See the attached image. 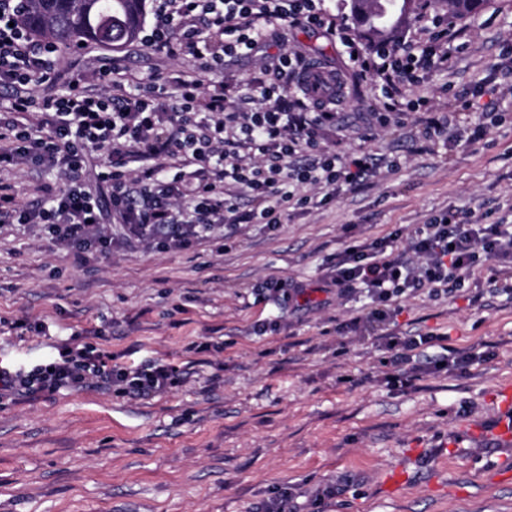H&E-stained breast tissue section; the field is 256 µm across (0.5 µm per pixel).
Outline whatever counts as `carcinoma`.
<instances>
[{
    "label": "carcinoma",
    "instance_id": "carcinoma-1",
    "mask_svg": "<svg viewBox=\"0 0 512 512\" xmlns=\"http://www.w3.org/2000/svg\"><path fill=\"white\" fill-rule=\"evenodd\" d=\"M480 0H448V17L462 19ZM146 0H28L23 21L28 32L64 49L93 43L119 49L138 38ZM351 12L373 38L384 41L394 27L380 24L384 0H351Z\"/></svg>",
    "mask_w": 512,
    "mask_h": 512
}]
</instances>
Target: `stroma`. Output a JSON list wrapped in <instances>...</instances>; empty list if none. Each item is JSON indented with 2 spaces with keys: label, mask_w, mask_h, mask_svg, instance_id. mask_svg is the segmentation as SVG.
<instances>
[{
  "label": "stroma",
  "mask_w": 512,
  "mask_h": 512,
  "mask_svg": "<svg viewBox=\"0 0 512 512\" xmlns=\"http://www.w3.org/2000/svg\"><path fill=\"white\" fill-rule=\"evenodd\" d=\"M454 26L447 69L404 95L444 112L483 85L481 104L502 120L479 140L432 146L415 137L412 113L402 129L371 124L376 85L349 67L335 33L276 22L267 46L226 59L224 82L273 69L283 51L333 73L348 128L323 144L374 153L367 185L329 201L299 186L312 203L290 207L277 229L243 224L182 251L128 243L114 222L111 253L81 265L44 226L0 228V317L50 326L23 337L0 327V361L34 363L54 342L99 330L114 364L188 372L146 400L95 389L0 400V512H260L285 490L298 512H512V447L472 436L497 424V391L512 385V303L470 281L437 300L403 299L396 332L441 336L430 357L468 350L474 359L401 386L386 381L374 337L336 330L368 311L366 294L316 289L349 238L397 230L403 247L451 205L489 224L512 216V0H482ZM180 66L136 40L69 51L56 71L63 81ZM273 275L313 290L297 304L280 300L263 287ZM192 341L209 351L189 352ZM396 468L404 484L390 491Z\"/></svg>",
  "instance_id": "obj_1"
}]
</instances>
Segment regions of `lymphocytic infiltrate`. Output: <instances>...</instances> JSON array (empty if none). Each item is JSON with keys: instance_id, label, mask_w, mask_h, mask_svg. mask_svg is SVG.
<instances>
[{"instance_id": "f902f5d3", "label": "lymphocytic infiltrate", "mask_w": 512, "mask_h": 512, "mask_svg": "<svg viewBox=\"0 0 512 512\" xmlns=\"http://www.w3.org/2000/svg\"><path fill=\"white\" fill-rule=\"evenodd\" d=\"M21 5L0 0V173L35 165L56 173L63 185L45 188L34 207L0 185V224L44 225L77 261L90 250L111 251L103 231L111 214L127 241L181 251L224 224L277 228L282 210L295 200L291 184L323 188L331 198L376 174L370 152L322 149L326 131L341 122L327 107L336 89L312 79L299 56L281 53L275 69L241 80L237 96L225 90L217 78L225 58L262 45L267 22L335 30L357 72L381 90L372 119L382 128L404 122L402 86L417 84L419 72L448 61V37L438 19L428 43L408 36L370 50L334 25L320 0H153L145 43L179 49L192 59V70L174 71L154 95L144 79L113 68L93 83L73 77L39 98L33 87L54 79L58 50L30 36ZM93 151L108 159L96 176L111 189L108 214L84 178ZM229 186L249 193V212L226 197ZM395 241L390 234L347 245L328 261L324 279L337 295L367 294L368 312L348 326L377 336L391 366L434 343L430 336L402 339L387 332L400 299L422 291L436 297L483 279L512 303V224H484L451 208L418 226L407 249ZM180 381V372L162 363L114 366L101 345L75 337L40 362L0 365V399L86 388L148 398Z\"/></svg>"}]
</instances>
